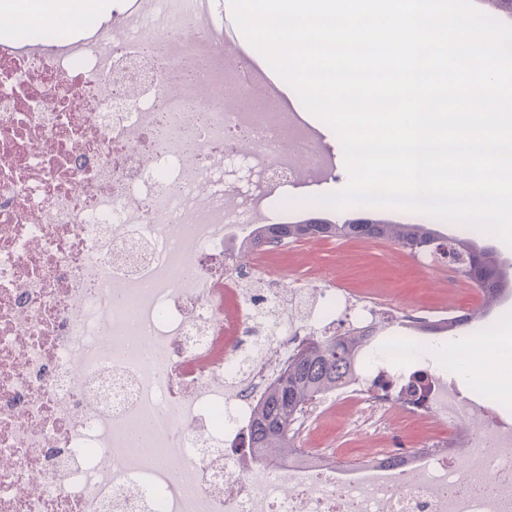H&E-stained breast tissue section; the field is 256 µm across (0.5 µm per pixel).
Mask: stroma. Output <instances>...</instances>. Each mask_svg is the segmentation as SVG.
<instances>
[{"label":"stroma","instance_id":"stroma-1","mask_svg":"<svg viewBox=\"0 0 512 512\" xmlns=\"http://www.w3.org/2000/svg\"><path fill=\"white\" fill-rule=\"evenodd\" d=\"M313 134L319 151L331 155L332 166L322 181L300 183L289 188L287 197L295 202L289 210L290 216L300 220L320 216L339 224L360 217L385 218L395 224L431 223L444 234L469 236L468 228L424 214L392 208L336 210L317 203L304 205V198L317 199L339 192L348 182L343 149L337 136L321 122L317 123ZM268 259L281 270L285 285L316 283L324 288L345 289L357 297H372L382 303L410 299L430 307L452 302L468 304L481 294L475 284L453 276L451 267L424 264L409 250L381 239L306 240L272 251ZM485 334L512 336V297L501 301L485 316L474 319L461 336L450 337L445 346L436 351L437 361H445L455 352L459 342L472 344ZM353 418L350 408L343 406L332 411L325 417L315 440L342 449L344 464L355 468L361 465L366 449L374 447L375 442L347 433L346 428Z\"/></svg>","mask_w":512,"mask_h":512}]
</instances>
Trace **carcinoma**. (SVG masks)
<instances>
[{"label":"carcinoma","mask_w":512,"mask_h":512,"mask_svg":"<svg viewBox=\"0 0 512 512\" xmlns=\"http://www.w3.org/2000/svg\"><path fill=\"white\" fill-rule=\"evenodd\" d=\"M452 237L450 246L458 255L466 256L464 263L455 268L463 278L477 285L485 295L486 306L512 294V276L505 269L495 249L481 245L476 237ZM288 238L295 242L311 238H367L390 239L412 253H430L438 259L445 255L437 252L432 242L438 233L429 224H387L375 222L360 224L347 222L334 224L323 218H310L300 224H270L257 231L258 241ZM370 347V340L360 336L346 339L342 336L312 337L288 362V368L277 386L266 396L258 417L250 429L252 445L266 454L280 453L289 448L294 424L313 398L335 388L353 374L361 352Z\"/></svg>","instance_id":"1"}]
</instances>
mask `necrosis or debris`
Wrapping results in <instances>:
<instances>
[{
	"label": "necrosis or debris",
	"mask_w": 512,
	"mask_h": 512,
	"mask_svg": "<svg viewBox=\"0 0 512 512\" xmlns=\"http://www.w3.org/2000/svg\"><path fill=\"white\" fill-rule=\"evenodd\" d=\"M60 40L0 10V512H512V346L481 337L486 393L417 347L467 308L356 303L379 354L325 393L384 437L269 457L249 429L332 288H286L252 239L271 188L326 165L262 75L224 69L215 0H121ZM432 430L401 447L392 424ZM150 422L148 449L134 429ZM403 457L402 465L391 462Z\"/></svg>",
	"instance_id": "obj_1"
}]
</instances>
